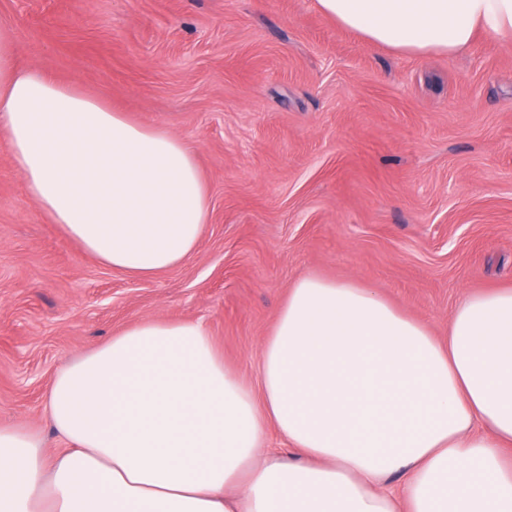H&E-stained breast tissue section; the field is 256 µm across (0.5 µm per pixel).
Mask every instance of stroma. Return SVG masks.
<instances>
[{
  "label": "stroma",
  "instance_id": "35a3bbf8",
  "mask_svg": "<svg viewBox=\"0 0 512 512\" xmlns=\"http://www.w3.org/2000/svg\"><path fill=\"white\" fill-rule=\"evenodd\" d=\"M17 61L197 152L211 216L155 277L98 264L0 152V421L67 443L45 397L144 319L201 322L241 378L298 279L373 289L448 336L466 293L512 285V42L407 55L315 0H0Z\"/></svg>",
  "mask_w": 512,
  "mask_h": 512
}]
</instances>
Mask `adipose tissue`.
Returning <instances> with one entry per match:
<instances>
[{
    "label": "adipose tissue",
    "instance_id": "1",
    "mask_svg": "<svg viewBox=\"0 0 512 512\" xmlns=\"http://www.w3.org/2000/svg\"><path fill=\"white\" fill-rule=\"evenodd\" d=\"M316 5L402 53L512 41V0ZM0 150L44 217L127 275L179 265L209 222L193 147L19 68L3 25ZM259 371L241 379L196 321L124 330L51 383L66 452L0 424V512H512V288L463 296L443 341L370 289L307 276Z\"/></svg>",
    "mask_w": 512,
    "mask_h": 512
}]
</instances>
